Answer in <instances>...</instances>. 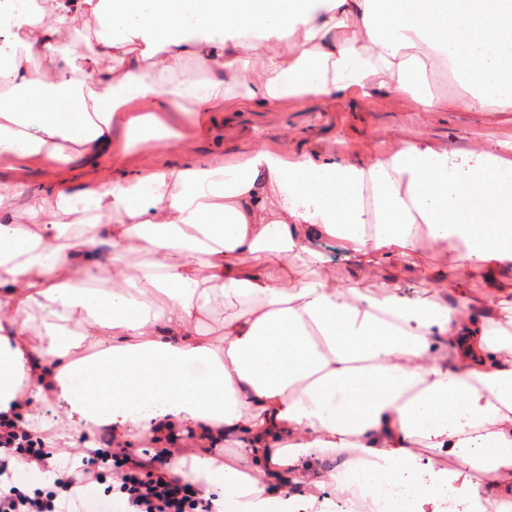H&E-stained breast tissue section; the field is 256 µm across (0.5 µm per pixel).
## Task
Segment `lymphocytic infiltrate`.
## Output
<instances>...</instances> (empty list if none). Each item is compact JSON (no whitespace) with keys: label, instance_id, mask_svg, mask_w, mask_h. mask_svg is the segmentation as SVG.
Instances as JSON below:
<instances>
[{"label":"lymphocytic infiltrate","instance_id":"1","mask_svg":"<svg viewBox=\"0 0 512 512\" xmlns=\"http://www.w3.org/2000/svg\"><path fill=\"white\" fill-rule=\"evenodd\" d=\"M102 446L82 458L55 479L51 489L24 491L18 487L0 490V512H89L86 486L106 484V502L122 501L126 512H213V505L192 489L190 481L175 477L170 464L180 455L184 440H170L167 446L131 447L112 432H105ZM44 434L29 430L24 422L0 419V467L11 456H24L37 464L56 456Z\"/></svg>","mask_w":512,"mask_h":512}]
</instances>
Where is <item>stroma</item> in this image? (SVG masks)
<instances>
[{
	"label": "stroma",
	"mask_w": 512,
	"mask_h": 512,
	"mask_svg": "<svg viewBox=\"0 0 512 512\" xmlns=\"http://www.w3.org/2000/svg\"><path fill=\"white\" fill-rule=\"evenodd\" d=\"M174 128L182 135L185 149L171 151L158 143L147 153L125 152L113 147L111 155L84 157L73 165L42 158L35 165L19 170L18 175L40 187L66 176L79 181L93 177L108 180L114 165L131 171L148 172L159 165H177L186 160L224 165L240 161L244 151L263 146L273 151L314 150L325 156L367 160L377 152L399 147L405 140L427 138L458 154L486 152L498 154L504 144H512V112L415 111L396 97L377 96L361 99L338 97L331 100L309 98L288 100L270 110L241 108L212 113L206 126H197L181 112L170 115ZM322 261L300 262L303 279L316 280L326 274L336 283L346 284L359 277L364 288L380 290L388 280H397L405 297L413 299L428 289L423 271L446 261L447 256L428 240H421L416 267L380 271L356 270L350 252L340 258L322 252Z\"/></svg>",
	"instance_id": "obj_1"
}]
</instances>
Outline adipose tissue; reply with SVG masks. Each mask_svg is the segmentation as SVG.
I'll return each mask as SVG.
<instances>
[{
    "label": "adipose tissue",
    "instance_id": "1",
    "mask_svg": "<svg viewBox=\"0 0 512 512\" xmlns=\"http://www.w3.org/2000/svg\"><path fill=\"white\" fill-rule=\"evenodd\" d=\"M2 15L0 156L17 163L111 153L120 112L127 146L182 150L167 113L224 110L242 81L248 108L357 94L441 112L428 77L446 67L467 107L512 112V0H0ZM249 57L261 66L247 74ZM191 60L209 76L185 72ZM424 237L454 259L413 300L395 282L298 276L322 239L401 267ZM474 270L482 315L463 286ZM508 293L512 161L487 153L406 140L372 161L262 147L106 183L0 176V414L90 449L105 429L192 428L189 477L223 512H326L418 472V501L451 478L479 512H512ZM218 309L214 339L201 322ZM50 400L62 419L43 415ZM229 438L253 474L205 455Z\"/></svg>",
    "mask_w": 512,
    "mask_h": 512
}]
</instances>
